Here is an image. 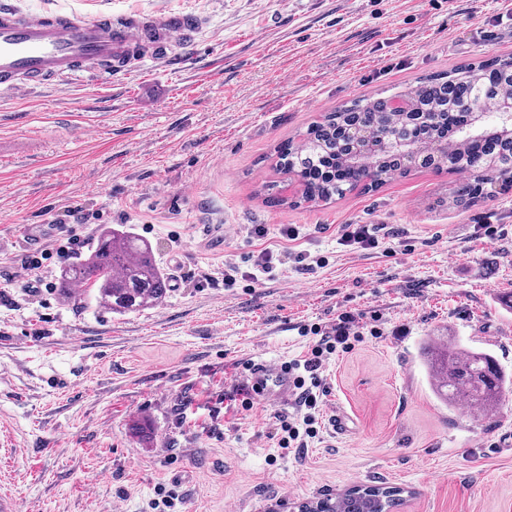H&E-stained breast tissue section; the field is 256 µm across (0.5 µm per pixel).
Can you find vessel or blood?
Masks as SVG:
<instances>
[{
    "label": "vessel or blood",
    "instance_id": "obj_1",
    "mask_svg": "<svg viewBox=\"0 0 512 512\" xmlns=\"http://www.w3.org/2000/svg\"><path fill=\"white\" fill-rule=\"evenodd\" d=\"M201 17L187 12L106 14L89 19L57 11L30 12L0 5V93L28 92L48 81L131 73V63L148 54L174 61L170 49L189 44ZM244 383L253 400L288 406L293 378L280 366L250 359Z\"/></svg>",
    "mask_w": 512,
    "mask_h": 512
}]
</instances>
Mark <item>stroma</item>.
I'll return each mask as SVG.
<instances>
[{
    "label": "stroma",
    "instance_id": "obj_1",
    "mask_svg": "<svg viewBox=\"0 0 512 512\" xmlns=\"http://www.w3.org/2000/svg\"><path fill=\"white\" fill-rule=\"evenodd\" d=\"M11 2L205 24L176 67L0 99V492L20 512H154L161 487L171 512H266L378 485L404 489L402 512H512V388L470 418L433 395L421 357L428 337L452 336L512 375V188L460 210L454 175L419 169L295 206L275 170L277 146L326 112L512 56V0ZM73 207L92 246L104 225H130L177 288L124 315L64 295L57 264L27 288L20 239ZM347 224L373 225L379 248L342 245ZM215 227L220 253L203 241ZM265 248L285 259L247 286L246 258ZM298 251L321 267L297 272ZM345 311L367 335L325 369L318 437L281 449L282 409H241V364L301 358L309 329Z\"/></svg>",
    "mask_w": 512,
    "mask_h": 512
}]
</instances>
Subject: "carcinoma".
<instances>
[{
	"label": "carcinoma",
	"mask_w": 512,
	"mask_h": 512,
	"mask_svg": "<svg viewBox=\"0 0 512 512\" xmlns=\"http://www.w3.org/2000/svg\"><path fill=\"white\" fill-rule=\"evenodd\" d=\"M512 91V57H491L478 65L459 66L446 74L429 75L408 89L387 97L356 99L278 148L279 171L292 175L302 187L299 201L329 202L358 188L373 186L376 171L408 176L396 158L383 153L361 165L349 164L346 151L336 150L339 140L351 141L362 132L375 135L393 129L404 139L455 143L454 154L428 156L436 171H457L463 179L450 193V203L466 209L482 198L488 177L506 180L512 175V138L493 134L460 138L457 130L469 119L468 105L478 96L491 97L496 90ZM400 99L401 112L390 110ZM75 285L94 288L93 297L125 314L155 305L165 299L168 279L152 257L151 244L124 224L105 227L97 246L86 257L61 273L64 294ZM424 366L433 394L449 407L469 405L490 411L502 403L508 378L489 352L461 346L454 337L429 341L423 349ZM318 512H399L403 491L396 487H364L354 493L317 500Z\"/></svg>",
	"instance_id": "carcinoma-1"
}]
</instances>
